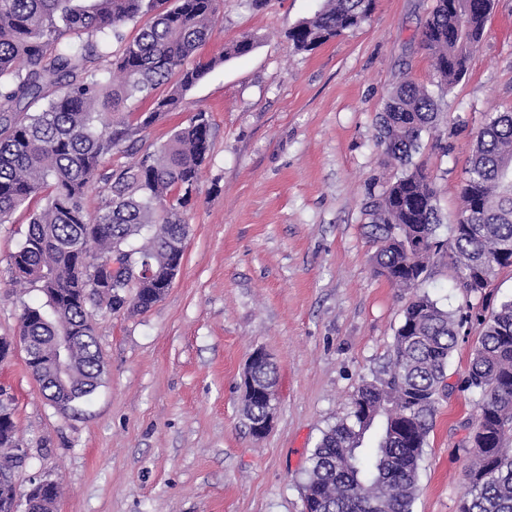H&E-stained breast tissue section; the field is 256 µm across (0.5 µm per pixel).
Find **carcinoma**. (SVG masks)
<instances>
[{
    "label": "carcinoma",
    "instance_id": "obj_1",
    "mask_svg": "<svg viewBox=\"0 0 512 512\" xmlns=\"http://www.w3.org/2000/svg\"><path fill=\"white\" fill-rule=\"evenodd\" d=\"M377 0H325L288 31L297 51H311L369 21ZM493 0H436L420 32L440 84L453 88L479 48ZM218 0H0V223L42 198L8 273L39 291L20 335L38 353L61 332L77 337L67 383L27 363L46 398L61 412L90 396L106 373L89 309L139 314L162 297L128 277L112 288V261L147 263L163 276L185 245L211 123L197 112L153 147L138 134L167 112L223 58L203 63L198 50L212 37ZM148 17L137 35L124 28ZM120 49L112 51V43ZM154 97L153 111L133 123L123 112L136 96ZM432 95L412 82L390 93L380 119V144L405 172L370 205L375 272L399 288L423 280L431 254L455 257L456 288L484 295L496 272L512 267V111L486 115L477 131L460 189L461 207L446 240L433 178L411 159L422 134L437 126ZM132 161L110 162L112 155ZM98 196L90 212L86 198ZM460 389L479 394L467 440L468 487L459 512H512V299L487 318ZM462 321L425 294H413L396 329L383 375L361 384L349 412L323 432L303 484L306 512H411L419 465L433 426L448 360ZM259 389L276 386L277 367L256 361ZM249 429L263 423L266 404L243 400ZM374 446L365 447L366 440ZM10 406L0 400V512L16 490L6 480L22 462ZM59 485L34 487L30 512H51Z\"/></svg>",
    "mask_w": 512,
    "mask_h": 512
}]
</instances>
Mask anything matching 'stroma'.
I'll return each instance as SVG.
<instances>
[{"label": "stroma", "instance_id": "obj_1", "mask_svg": "<svg viewBox=\"0 0 512 512\" xmlns=\"http://www.w3.org/2000/svg\"><path fill=\"white\" fill-rule=\"evenodd\" d=\"M322 4L266 0L256 9L251 0H224L214 36L198 52L217 65L179 111L144 132L146 143L163 144L202 110L211 148L171 288L135 316L93 313L102 386L64 414L23 350L0 362V388L28 452L14 481L23 492L57 481L53 512H305L302 485L316 442L347 414L362 381L386 366L410 294L371 264L366 206L403 172L378 143V117L403 80L433 93L442 118L423 133L413 161L453 217L477 127L487 113L512 109V0H495L467 76L448 91L419 40L435 0H378L361 27L295 51L288 29ZM246 35L254 50L225 57ZM31 213L24 205L0 223V337L18 336L24 305L42 300L8 274ZM455 277L444 249L417 288L464 319L448 361L454 383L482 331L470 310L487 316L512 299V268L471 298ZM259 348L278 371L273 423L261 438L241 401L244 370ZM477 400L459 390L440 396L412 512H458Z\"/></svg>", "mask_w": 512, "mask_h": 512}]
</instances>
